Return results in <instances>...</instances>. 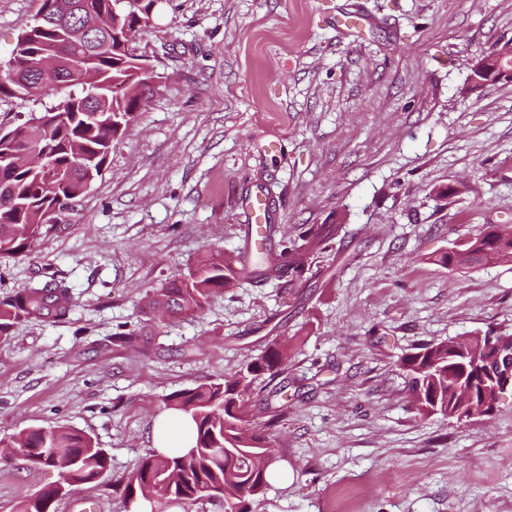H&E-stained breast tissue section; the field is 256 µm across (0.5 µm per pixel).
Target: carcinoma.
<instances>
[{
	"label": "carcinoma",
	"mask_w": 512,
	"mask_h": 512,
	"mask_svg": "<svg viewBox=\"0 0 512 512\" xmlns=\"http://www.w3.org/2000/svg\"><path fill=\"white\" fill-rule=\"evenodd\" d=\"M49 6L45 29L18 37L10 58L14 74H0V95H47L36 81L35 42L58 44L61 83L69 88L58 105L8 130H0V260L27 252L41 234L47 212L74 209L91 187L123 135L149 87L143 72L146 60L130 53L121 35L140 33L141 20L149 18L154 0H127L112 12L114 0H43ZM330 239L326 225L312 226L285 241L281 255L288 269L299 277L307 256L325 251ZM512 262V226L490 224L478 237L441 256L440 262L462 270L478 265ZM253 276L267 278L277 263L263 245L252 252ZM240 271L232 266L199 262L181 278L160 288L149 308L164 309L170 316L200 313L210 298L231 288ZM73 306L70 287L51 279L23 288L0 300V337H7L18 323L53 316L65 318ZM478 356L462 361L448 351V341L427 343L401 357V368L419 413L441 414L468 420L471 410L482 411L484 399H494L486 383L488 371L508 370L512 334L490 328L474 342ZM284 346L273 343L250 360L229 380L202 383L172 393L170 410L191 418L195 425L193 446L182 455L166 456L154 450L140 456L123 482L125 501L147 502L153 512L178 505L190 512L203 495L223 498L222 512H255V505L270 482V467H255L252 457H275L271 440L248 427V404L255 380L280 373ZM0 448H15L20 460L35 468L54 449L70 465L60 474L62 485L72 491L84 486L104 487L112 458L88 434L68 426L35 427L18 436L0 438ZM57 491L43 489L21 501L16 512H56Z\"/></svg>",
	"instance_id": "carcinoma-1"
}]
</instances>
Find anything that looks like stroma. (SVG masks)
Returning <instances> with one entry per match:
<instances>
[{"mask_svg":"<svg viewBox=\"0 0 512 512\" xmlns=\"http://www.w3.org/2000/svg\"><path fill=\"white\" fill-rule=\"evenodd\" d=\"M41 4L0 0V61ZM347 11L369 26L337 28ZM510 41L512 0H156L131 45L154 70L135 122L64 223L0 262V298L53 277L74 297L0 339V437L72 426L119 483L170 394L278 341L288 414L255 400L250 418L284 476L257 512H512V391L489 416L425 418L399 368L425 343L512 334V262L439 261L512 225V82L467 87ZM255 191L276 239L344 232L297 283L245 278L201 313L146 317L201 259L241 266ZM144 319L150 336L114 341ZM57 479L0 463V512Z\"/></svg>","mask_w":512,"mask_h":512,"instance_id":"obj_1","label":"stroma"}]
</instances>
